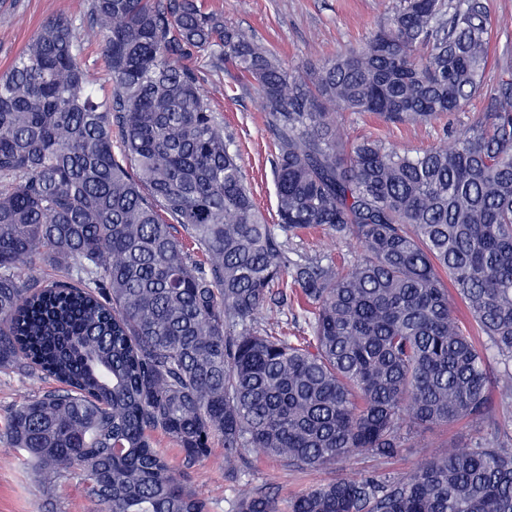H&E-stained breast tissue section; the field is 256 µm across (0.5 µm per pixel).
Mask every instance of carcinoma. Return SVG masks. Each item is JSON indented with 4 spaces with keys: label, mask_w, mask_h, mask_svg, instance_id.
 <instances>
[{
    "label": "carcinoma",
    "mask_w": 512,
    "mask_h": 512,
    "mask_svg": "<svg viewBox=\"0 0 512 512\" xmlns=\"http://www.w3.org/2000/svg\"><path fill=\"white\" fill-rule=\"evenodd\" d=\"M489 0H399L354 46L290 66L198 0H92L49 17L0 73V370L57 387L5 433L59 510L81 472L89 512H208L155 446L190 468L224 443L296 472L340 467L234 512H512V78L453 144L348 140L347 112L425 125L485 86ZM97 43L111 82L90 85ZM193 53L254 86L276 147L268 224L201 92ZM356 241L347 263L291 243ZM305 336L270 326L294 311ZM488 337L481 346L478 335ZM492 352L500 370L487 360ZM487 429L406 474L346 473L430 427ZM83 61L86 64L88 76L95 85L100 97H105L110 94L111 84L108 80L106 65L101 56L99 47L96 43L84 44Z\"/></svg>",
    "instance_id": "cac0c4a2"
}]
</instances>
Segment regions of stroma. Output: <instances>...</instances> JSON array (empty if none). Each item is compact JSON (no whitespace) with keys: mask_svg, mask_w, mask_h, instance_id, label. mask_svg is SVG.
<instances>
[{"mask_svg":"<svg viewBox=\"0 0 512 512\" xmlns=\"http://www.w3.org/2000/svg\"><path fill=\"white\" fill-rule=\"evenodd\" d=\"M91 0H21L18 7L0 4V71L6 70L25 50L48 17L62 15L83 22ZM206 10L222 13L226 23L276 50L289 65L334 56L357 43L387 16L384 0H202ZM182 66L197 72L213 111L224 120L242 157L246 184L268 220H276L275 186L272 174L274 147L263 125L260 100L253 88L231 68L215 69L202 56L193 54ZM487 98L473 99L462 111L423 127L387 124L370 115H346L344 130L352 136H377L388 142L424 149L443 134H456L486 111ZM45 382L0 371V431L7 425L9 410L28 397L46 390ZM480 434L478 425L460 421L445 428L422 431L411 438L393 458L358 456L350 471L380 477H398L422 460L442 453L448 443L468 445ZM175 471H186L188 484L207 500L209 512H232L238 486L277 493L285 498L324 482L326 471L300 474L281 466L261 450L251 449L247 464L237 479L224 476V450L214 446L211 454L192 469H184L182 457L168 441H161ZM0 512H43L41 486L24 463V455L0 440Z\"/></svg>","mask_w":512,"mask_h":512,"instance_id":"35a3bbf8","label":"stroma"}]
</instances>
